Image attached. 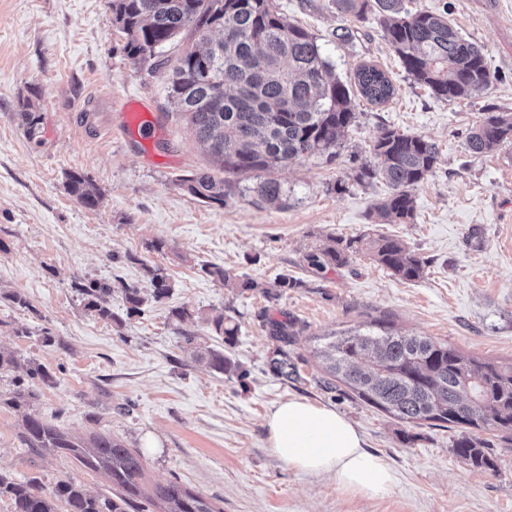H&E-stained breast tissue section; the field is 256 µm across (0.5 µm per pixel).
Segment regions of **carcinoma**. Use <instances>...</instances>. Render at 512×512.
Listing matches in <instances>:
<instances>
[{
  "instance_id": "1",
  "label": "carcinoma",
  "mask_w": 512,
  "mask_h": 512,
  "mask_svg": "<svg viewBox=\"0 0 512 512\" xmlns=\"http://www.w3.org/2000/svg\"><path fill=\"white\" fill-rule=\"evenodd\" d=\"M341 18L363 21L370 10L380 16L384 37L411 79L439 98H466L492 82L487 56L448 20V13L409 12L403 0H332ZM113 21L126 35L123 51L138 64L154 59L156 50L188 33L197 36L195 48L207 56L204 67L187 60L175 68L169 87L177 112L186 116L197 139L207 145L226 174L218 178L200 170L182 178L195 197L224 203L230 177L249 170H268L312 156H333L346 128L354 121L353 90L336 79L313 37L287 21L275 0H110ZM355 85L359 95L383 104L394 94L387 74L373 64L359 65ZM512 141V115L486 112L469 133L468 147L480 155ZM377 168L364 166L359 177H380L387 197L378 216L405 224L414 217L413 191L433 174L438 161L436 144L393 128L380 131L373 146ZM68 190L87 208L98 205L96 186L78 174L69 176ZM370 256L401 280L414 281L423 262L399 239L377 236L368 242ZM347 257L334 247L309 257L317 268L341 266ZM152 297L170 294L165 276L152 273ZM85 307L101 319L114 320L112 284L97 280L72 284ZM128 311L147 302L142 289L123 284ZM214 326L224 343L235 341L238 326L219 315ZM269 336L280 343L270 371L289 378L298 368L285 347L292 342L294 321H269ZM181 348L217 372L246 371L224 353L197 340L181 337ZM319 369L329 387H344L371 407L411 427L424 424L456 428L454 453L469 466L494 471L497 457L490 441L475 436L493 430L512 443V366H500L463 355L458 349L424 336L383 331L343 334L319 352ZM27 380L0 390V405L18 411L37 398L31 385L50 384L48 368L26 361ZM21 441L37 451L68 450L85 467L103 470L130 494L143 476L139 452L105 434L74 441L54 426L26 413ZM12 512H128L129 500L94 496L74 481L58 483L45 492L37 480H18L0 472V499ZM156 498L165 503L158 512H222L199 494L177 483L160 486Z\"/></svg>"
}]
</instances>
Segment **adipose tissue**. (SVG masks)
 <instances>
[{"label":"adipose tissue","mask_w":512,"mask_h":512,"mask_svg":"<svg viewBox=\"0 0 512 512\" xmlns=\"http://www.w3.org/2000/svg\"><path fill=\"white\" fill-rule=\"evenodd\" d=\"M266 425L277 457L299 472L333 477L340 490L358 495L381 496L393 486L388 464L333 408L293 398L268 414Z\"/></svg>","instance_id":"1"}]
</instances>
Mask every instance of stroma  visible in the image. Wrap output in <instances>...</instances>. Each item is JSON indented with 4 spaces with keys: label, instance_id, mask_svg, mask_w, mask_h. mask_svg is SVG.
Listing matches in <instances>:
<instances>
[{
    "label": "stroma",
    "instance_id": "35a3bbf8",
    "mask_svg": "<svg viewBox=\"0 0 512 512\" xmlns=\"http://www.w3.org/2000/svg\"><path fill=\"white\" fill-rule=\"evenodd\" d=\"M291 23L307 30L343 83L371 63L396 92L387 103L356 98L354 123L334 157L238 175L223 203L192 196L183 176L211 158L168 99L173 68L191 46L183 37L163 49L160 65H137L109 0H0V285L25 294L18 308L0 297V345L44 364L51 384H37L32 414L70 437L107 434L143 455V477L129 512H152L154 486L179 482L221 512H512V445L493 443L497 471H478L453 452L455 431L427 425L404 443L388 415L321 383L314 354L325 337L376 324L448 343L465 355L512 364V142L480 156L467 136L484 112L512 114V0H404L409 10H447L452 24L482 46L492 83L467 100H445L415 83L384 38L377 13L345 21L330 0H276ZM353 31L336 39L337 26ZM136 100L155 118L149 145L119 127L122 104ZM40 117L28 135L26 108ZM389 127L434 142L439 160L414 192V218L378 223L375 205L387 187L358 180L375 164L372 146ZM100 192L84 207L67 188L70 173ZM280 182L271 203L265 180ZM402 240L424 263L403 281L367 250L374 235ZM164 241L155 251L154 241ZM344 250L346 266L318 269L309 255ZM257 282L253 291L224 286L207 267ZM168 297L127 312L113 295L117 321L85 310L73 284L98 280L150 288L153 271ZM287 286H279L280 277ZM182 307L190 317L172 321ZM238 326L225 344L212 322ZM293 319L291 380L274 376L269 320ZM27 335H17L19 327ZM50 331L54 346L39 337ZM203 340L245 370V379L196 364L181 334ZM306 398L348 418L396 474L381 497L342 492L334 479L297 472L268 442L265 420L279 403ZM21 413L0 406V471L37 479L45 491L81 483L108 495L112 480L62 452L25 447Z\"/></svg>",
    "mask_w": 512,
    "mask_h": 512
}]
</instances>
